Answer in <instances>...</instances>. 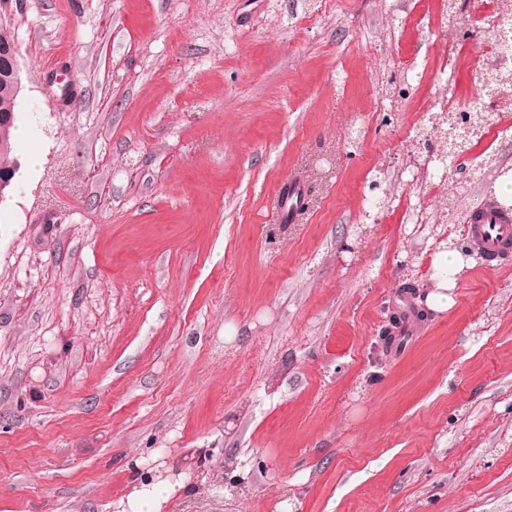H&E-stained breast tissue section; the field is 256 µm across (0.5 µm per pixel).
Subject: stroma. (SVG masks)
<instances>
[{"instance_id":"35a3bbf8","label":"stroma","mask_w":512,"mask_h":512,"mask_svg":"<svg viewBox=\"0 0 512 512\" xmlns=\"http://www.w3.org/2000/svg\"><path fill=\"white\" fill-rule=\"evenodd\" d=\"M9 26L44 164L0 203V512H512V256L425 307L512 171L495 112L423 171L486 59L448 0H23ZM408 285L425 316L384 349ZM470 113H463L462 119L460 120L462 122V131H458V134L452 138L451 142L448 143V152L441 155L439 157L438 161L442 165V168H447L446 160L448 161V154H451V158L456 155H460L464 152L462 148H465L467 145L471 144L472 138H478V135L480 133L481 125L478 124L477 121L473 122L472 124L469 123L471 116ZM445 159V162L443 161ZM434 268L437 272V277L439 278L438 288H441L444 292L432 293L430 296H427L429 306L437 311H445L452 304L453 299L448 296L446 291L451 289L452 285L449 282L448 284V274L455 273L462 265V258L459 253L455 251H440L435 255Z\"/></svg>"}]
</instances>
